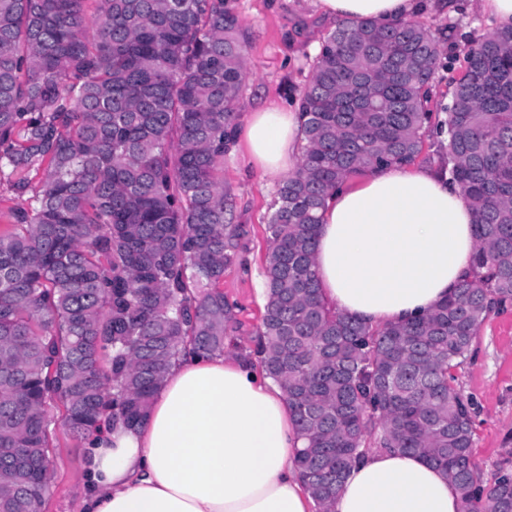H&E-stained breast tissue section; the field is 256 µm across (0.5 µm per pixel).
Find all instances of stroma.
<instances>
[{
  "mask_svg": "<svg viewBox=\"0 0 512 512\" xmlns=\"http://www.w3.org/2000/svg\"><path fill=\"white\" fill-rule=\"evenodd\" d=\"M452 15L420 14L419 20L438 32L444 55L460 54L490 34L477 0H457ZM249 33L244 46L248 72L236 107L245 118L249 106L298 99L316 57L312 45L330 31L311 0H235ZM224 189L233 203L234 223L247 230V267L224 274V296L239 306L243 323L235 341L252 345L261 322L265 296L263 259L269 247L266 224L276 188L261 179L245 154L224 158ZM455 386L471 405L475 431L473 456L482 485H490L504 462H512V305L494 311L481 325L466 359L455 371ZM86 445L64 427H57L51 452L52 478L42 512H79L86 493Z\"/></svg>",
  "mask_w": 512,
  "mask_h": 512,
  "instance_id": "1",
  "label": "stroma"
}]
</instances>
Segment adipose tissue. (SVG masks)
Segmentation results:
<instances>
[{
  "instance_id": "adipose-tissue-1",
  "label": "adipose tissue",
  "mask_w": 512,
  "mask_h": 512,
  "mask_svg": "<svg viewBox=\"0 0 512 512\" xmlns=\"http://www.w3.org/2000/svg\"><path fill=\"white\" fill-rule=\"evenodd\" d=\"M340 23L410 20L452 0H315ZM251 164L270 179L298 166L299 115L270 103L237 129ZM315 274L326 300L369 325L434 309L469 271L475 220L460 187L433 168L370 172L331 191L321 212ZM298 446L283 390L224 355L173 365L146 424L108 430L88 462L84 512H310L293 463ZM330 512H461L447 476L394 448L365 451Z\"/></svg>"
}]
</instances>
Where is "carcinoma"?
Returning <instances> with one entry per match:
<instances>
[{"mask_svg":"<svg viewBox=\"0 0 512 512\" xmlns=\"http://www.w3.org/2000/svg\"><path fill=\"white\" fill-rule=\"evenodd\" d=\"M246 40L233 0H0V185L24 201L0 229V512H41L54 409L85 443L105 422L134 428L182 353L222 356L239 331L221 284L246 230L227 218L224 154ZM459 65L435 123L437 34L349 20L299 94L301 160L275 194L266 303L241 359L285 392L319 512L371 445L442 470L462 512H512L508 469L477 484L454 387L482 323L512 304V29ZM445 128L475 215L469 274L412 322L340 313L314 272L326 193L415 163Z\"/></svg>","mask_w":512,"mask_h":512,"instance_id":"1","label":"carcinoma"}]
</instances>
